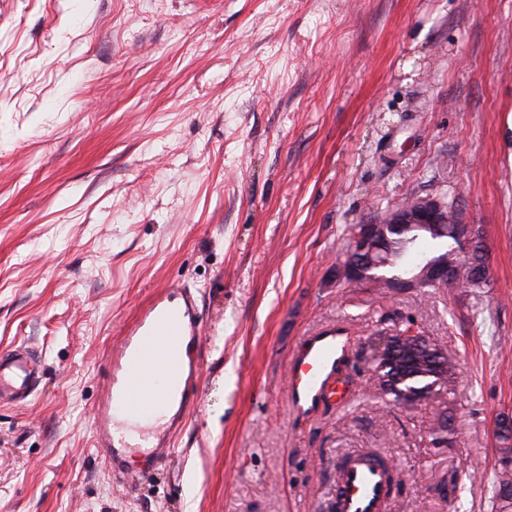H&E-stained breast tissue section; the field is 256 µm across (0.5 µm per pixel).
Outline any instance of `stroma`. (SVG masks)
<instances>
[{"mask_svg": "<svg viewBox=\"0 0 512 512\" xmlns=\"http://www.w3.org/2000/svg\"><path fill=\"white\" fill-rule=\"evenodd\" d=\"M416 197L482 241L485 285L337 282L349 226ZM181 285L202 311L194 406L127 487L93 448L108 358ZM386 317L456 361L449 445L431 442L438 404L372 380ZM331 326L350 399L293 414L288 355ZM20 344L43 376L0 404V512H331L353 448L394 461V512H495L512 0H0V351Z\"/></svg>", "mask_w": 512, "mask_h": 512, "instance_id": "stroma-1", "label": "stroma"}]
</instances>
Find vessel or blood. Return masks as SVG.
Listing matches in <instances>:
<instances>
[{"label": "vessel or blood", "mask_w": 512, "mask_h": 512, "mask_svg": "<svg viewBox=\"0 0 512 512\" xmlns=\"http://www.w3.org/2000/svg\"><path fill=\"white\" fill-rule=\"evenodd\" d=\"M200 344L198 302L186 286L161 291L123 329L94 420V448L116 480L130 479L124 456L131 446L121 432L126 422L163 415V424L149 431L156 448L171 447L185 427L201 376ZM346 353V340L332 327L296 345L288 360V404L295 414L312 413L337 395V365ZM40 377L39 359L29 347L0 352V400L26 402ZM330 497L334 512H389L395 497L391 469L365 452H350Z\"/></svg>", "instance_id": "obj_1"}]
</instances>
